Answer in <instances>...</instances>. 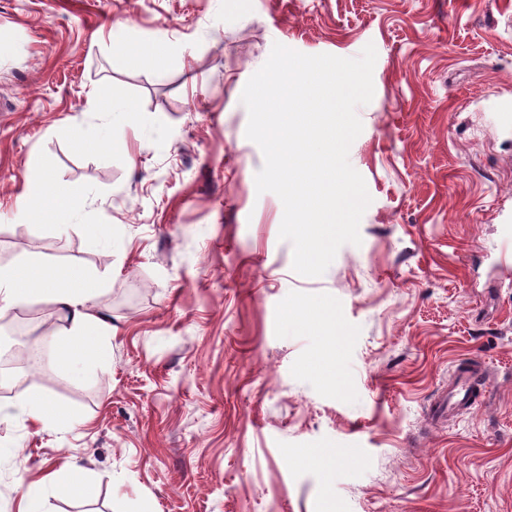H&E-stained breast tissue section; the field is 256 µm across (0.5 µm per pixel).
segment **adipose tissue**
<instances>
[{"mask_svg": "<svg viewBox=\"0 0 512 512\" xmlns=\"http://www.w3.org/2000/svg\"><path fill=\"white\" fill-rule=\"evenodd\" d=\"M51 186L48 177L35 176L28 187L25 206L40 209L51 204L63 217H73L84 210L85 199L54 192ZM101 289L100 280L86 269L61 266L36 256L16 266H0V317L33 299L47 302L63 311L69 322L66 334L50 339L56 364L62 367L77 362L96 365L108 359L112 337L111 326L94 309V300ZM12 407L16 417L45 427L63 428L70 421L65 409L32 395L17 397ZM54 483L76 498H89L96 493V486L84 469L74 464L64 473L49 474L46 480L21 483L19 512H46L45 489Z\"/></svg>", "mask_w": 512, "mask_h": 512, "instance_id": "ef3b65f1", "label": "adipose tissue"}]
</instances>
